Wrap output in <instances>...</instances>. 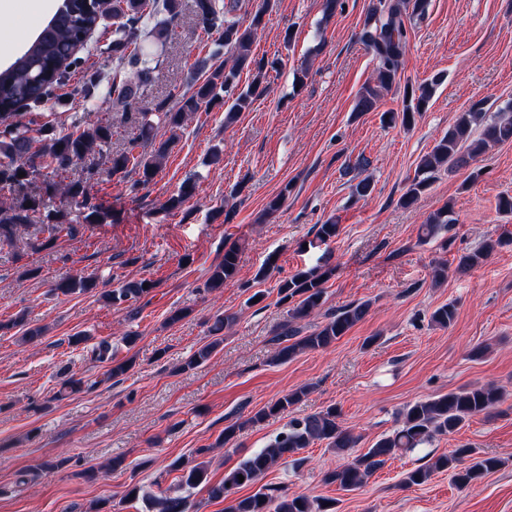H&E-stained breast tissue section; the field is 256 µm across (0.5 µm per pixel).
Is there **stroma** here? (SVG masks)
Returning a JSON list of instances; mask_svg holds the SVG:
<instances>
[{
  "instance_id": "obj_1",
  "label": "stroma",
  "mask_w": 512,
  "mask_h": 512,
  "mask_svg": "<svg viewBox=\"0 0 512 512\" xmlns=\"http://www.w3.org/2000/svg\"><path fill=\"white\" fill-rule=\"evenodd\" d=\"M62 0H9L10 24L0 29V68L9 66L35 39ZM182 13L162 53L163 64L145 92L156 103L189 90L196 59L209 67L224 59L214 37L193 21V0ZM323 0H275L252 45L257 57L279 59L267 78L268 90L226 123L215 108L196 113L180 134L156 177L138 193V178H104L89 189L106 218L83 221L68 201L43 196L34 223L47 213H64L80 223L79 234L37 249L0 243V512H148L146 495L187 496L194 512H224L210 499L209 485L224 479L238 461L265 448L289 421L336 407L342 426L360 434L359 451L399 425L407 405L463 388L493 383L506 393L491 413L472 417L457 432L389 460L358 490L325 483V472L343 463L318 442L300 451L299 461L279 462L247 497L269 487L333 502L335 512H512V214L498 200L512 194V144L481 157L482 173L440 171L412 204L400 199L415 176L420 157L468 111L485 103L488 115L512 103V0H427L423 14L406 21L408 47L402 79L413 83L442 76L425 112L411 125L382 122L402 109L399 91L383 92L377 111L356 112L358 90L374 77L376 63L359 39L378 0H344L333 16ZM112 17H105L77 52L70 77L41 105L55 132L66 133L77 112H92L112 126L113 149L136 132L120 124L111 99ZM307 69L303 85L297 71ZM95 81L89 99L76 87ZM222 149L219 164L209 161ZM370 177L365 198L351 187ZM192 197L175 210L166 200L185 180ZM284 196L277 212L270 200ZM451 205L455 224L426 242L418 230L428 215ZM336 221L339 235L318 243L317 229ZM486 239L502 245L483 263L458 270L461 255ZM239 243L238 271L221 292L206 282ZM277 268L266 280L257 274L269 256ZM448 277L433 279L437 264ZM330 268L324 304L306 326L353 303H369L363 321L330 348L307 351L278 364L272 341L287 318L277 283L297 271ZM92 275L117 288L133 280L153 282L150 294L111 304L98 292L52 293L67 275ZM265 291L258 303L250 297ZM451 304L450 326L431 320ZM185 310L168 324L171 311ZM25 315L43 328L34 343H22L10 322ZM233 317L211 359L192 370L182 363L211 342L216 318ZM89 343L75 346L76 333ZM136 333L133 346L122 342ZM108 340L128 372L105 379L104 364L92 361L93 343ZM482 356H472L475 347ZM82 377L84 391L58 395L64 374ZM308 393L288 412L256 425L248 417L289 391ZM244 428L226 446L218 441L235 421ZM505 459L481 483L461 488L447 473L404 486V474L455 448ZM117 468H110L113 459ZM204 461L208 485L187 487L174 460ZM61 461V468L46 464ZM144 491L128 497L132 485Z\"/></svg>"
}]
</instances>
